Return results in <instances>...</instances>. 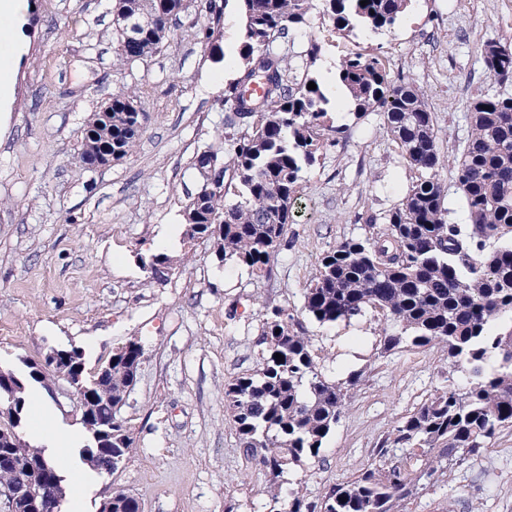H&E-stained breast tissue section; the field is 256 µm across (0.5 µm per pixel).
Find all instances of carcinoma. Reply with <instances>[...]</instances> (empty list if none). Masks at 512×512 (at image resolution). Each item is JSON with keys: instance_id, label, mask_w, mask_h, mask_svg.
Instances as JSON below:
<instances>
[{"instance_id": "1", "label": "carcinoma", "mask_w": 512, "mask_h": 512, "mask_svg": "<svg viewBox=\"0 0 512 512\" xmlns=\"http://www.w3.org/2000/svg\"><path fill=\"white\" fill-rule=\"evenodd\" d=\"M244 35L238 77L224 88V128L193 161L205 195L198 207L189 196L185 237L209 239L216 256L262 273L294 223L303 172L318 153L336 144L342 129L328 120L330 99L318 79L297 80L279 42L304 23L311 0H239ZM333 30L372 31L394 25L406 0H322ZM183 0H113L112 12L149 14L153 25L136 36L113 28L116 59L132 64L151 56L171 35L170 20ZM208 23L202 41L212 42L221 24L216 0L200 3ZM489 74L512 83V46L489 41L484 47ZM338 80L351 94L349 107L360 118L379 112L384 128L409 167L424 172L401 202L377 223L364 217L366 232L324 252L304 292L301 314L320 324L350 320L371 310L400 327L380 340L387 353L401 344H438L466 378L423 400L393 430L391 447L357 477L338 483L323 496L320 512H406L418 491L437 483L453 459L478 460L497 434L512 428V95L480 96L469 106L471 134L456 163L467 223L448 222L446 187L434 117L423 93L412 83L395 84L382 59L356 52L341 63ZM310 82L316 88L307 89ZM133 92L112 95V156L133 150L145 118ZM151 277L166 279L170 258L153 254L145 263ZM299 314V315H301ZM299 315L286 306L262 314L261 367L224 383V407L245 448L256 454L270 476L269 496L280 512H314L299 490L284 491V469L320 456L340 420L348 389L319 369ZM281 354L283 359L275 358ZM42 371L23 360L21 371L0 373V428L12 429L10 446L0 445L14 464L40 479L63 481L60 464L22 435L26 392L47 381L81 377L97 397L90 417H81L94 451L103 430L112 432V459L91 461L97 470H119L133 440L120 409L134 389L145 360L143 346L129 341L112 352V386L96 382L83 355L67 351ZM403 451L398 457L395 451ZM115 512H142L137 497L114 492Z\"/></svg>"}]
</instances>
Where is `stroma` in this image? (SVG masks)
<instances>
[{"mask_svg":"<svg viewBox=\"0 0 512 512\" xmlns=\"http://www.w3.org/2000/svg\"><path fill=\"white\" fill-rule=\"evenodd\" d=\"M221 4L223 58L200 41L206 17L192 7L172 21L161 52L129 65L114 58L112 0H33L21 13L13 91L0 102V367L77 347L93 352L92 371L131 339L146 357L121 410L133 438L122 468L94 470L75 450L61 463L63 476L83 477L75 512H98L116 490L136 495L144 512H271L269 476L235 434L224 383L258 369L262 308L301 309L321 255L363 234V216H384L419 177L379 113L358 119L337 103L331 117L344 136L305 171L299 213L269 273L219 261L211 241L182 236L166 280H152L140 259L166 248L170 226H183L198 186L194 157L221 130L224 88L238 75L243 19L238 0ZM315 40L321 51L311 61ZM488 41L512 44V0H408L392 27L336 33L314 0L290 33L288 64L327 87L347 55L367 51L386 58L392 80L419 87L435 119L448 219L461 224L455 165L470 134L469 104L512 93L484 67ZM127 89L147 114L133 151L82 169L88 121ZM383 326L373 312L305 323L328 378L359 376L319 458L281 477L308 502L357 476L403 417L462 381L441 347L382 353ZM407 512H512V428L480 460L450 465Z\"/></svg>","mask_w":512,"mask_h":512,"instance_id":"stroma-1","label":"stroma"}]
</instances>
